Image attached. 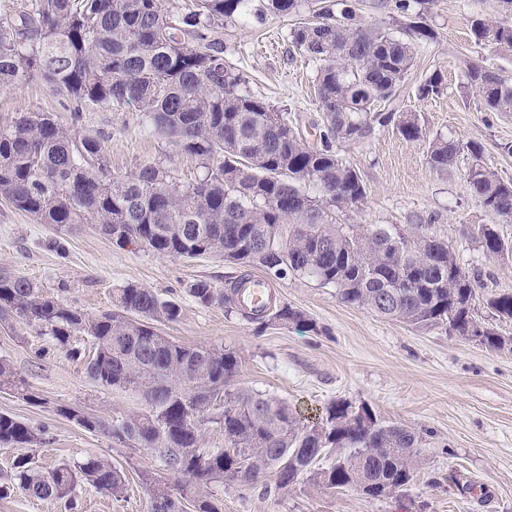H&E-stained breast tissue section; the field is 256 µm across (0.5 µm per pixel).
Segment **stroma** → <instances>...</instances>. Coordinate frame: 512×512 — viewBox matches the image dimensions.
Returning <instances> with one entry per match:
<instances>
[{
  "instance_id": "obj_1",
  "label": "stroma",
  "mask_w": 512,
  "mask_h": 512,
  "mask_svg": "<svg viewBox=\"0 0 512 512\" xmlns=\"http://www.w3.org/2000/svg\"><path fill=\"white\" fill-rule=\"evenodd\" d=\"M411 10L421 13L436 38L417 47L394 112L415 113L428 137L481 143L488 167L512 180V115L478 111L461 93L464 57H483L512 70V57L475 45L467 28L470 15L496 16L494 0H426ZM295 22L288 15L261 23L235 19L214 37L251 92L306 133L320 118L313 88L320 63L290 43ZM436 70L446 78L443 94L417 98L420 79ZM20 112H48L58 124L95 137L113 175L152 163L186 187L203 173L198 157L154 134L135 107L86 105L77 114L45 82L33 80L0 91V121ZM427 147L426 140H404L389 125L376 127L362 141L337 143L338 154L359 173L367 192L363 212L339 213L338 223L393 224L408 232L422 227L448 243L462 268L479 276L480 297L512 291V255L488 258L475 239L477 228L488 224L512 242V222L473 197L465 177L468 152L440 174L427 163ZM1 270L90 315L111 309L114 293L126 284L149 288L181 306L179 320L163 325L165 335L182 344L231 349L239 358L236 383L288 402L301 425L318 424L325 407L344 399L368 405L385 424L405 425L424 438L412 480L397 494L372 499L351 488L264 493L217 484L213 492L223 500L224 512H512V343L493 351L441 327L415 330L343 304L334 287L302 276L276 281L277 302L304 312L314 330L276 323L260 327L222 304L203 305L188 294L198 279L224 288L240 275V266L209 255L173 258L121 247L89 224L66 233L0 199ZM50 343L23 320L0 325V358L42 399L36 406L3 390L0 411L48 427L46 443L35 450L44 467L98 455L124 471L123 499L88 486L78 492L77 512H150L141 475L160 473L153 454L86 431L57 413L70 406L116 422L139 409V400L95 387L80 362L61 353L39 357V349Z\"/></svg>"
}]
</instances>
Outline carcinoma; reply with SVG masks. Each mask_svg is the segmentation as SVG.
<instances>
[{"label":"carcinoma","instance_id":"1","mask_svg":"<svg viewBox=\"0 0 512 512\" xmlns=\"http://www.w3.org/2000/svg\"><path fill=\"white\" fill-rule=\"evenodd\" d=\"M192 0L172 16L161 0H31L13 22L0 21V89L34 78L75 105L110 108L134 105L158 134L202 160V178L188 187L169 181L167 171L146 164L114 176L90 135L69 132L46 112H24L0 123V198L40 224L66 231L95 224L119 246L129 239L168 257L203 254L243 267L256 266L271 279L288 274L311 277L336 288L339 299L415 328L444 325L473 333L498 350L507 339L476 319L472 303L477 277L462 269L448 245L423 233L407 235L390 225L339 224L336 212H361L366 189L361 176L336 153L337 141L360 142L375 125L394 123L408 141L426 137L413 113H381L377 106L399 95L416 47L434 39L421 21L402 26L403 39L383 25L362 27L355 7L344 0H314L316 22H297L290 43L322 62L314 94L321 125L309 144L247 87L211 38L214 29L239 17L297 15L307 0ZM473 40L512 55V22L472 15ZM463 93L481 112L512 113V75L479 59L463 58ZM444 92L435 71L416 87L429 99ZM472 162L466 181L477 201L512 221V181L483 161L475 142L441 137L428 141L430 168L446 172L461 151ZM319 195L312 196L308 186ZM476 239L488 257L512 254L493 226ZM247 280L242 274L223 292L197 280L189 294L197 302H223ZM490 316L512 320V293L486 299ZM181 306L149 288L128 283L117 289L115 307L88 315L59 297L46 296L27 279L0 272V321L14 318L44 330L53 348L82 363L91 383L130 392L144 407L119 425L72 407L56 412L89 432H103L134 448H146L172 476L183 481L180 495L150 473L151 512H223L210 492L215 484L265 490L268 476L279 489L296 486H355L370 498L402 491L418 465L423 437L398 425L376 421L361 431L343 427L352 403L332 402L322 422L300 425L287 402L234 382L236 353L218 345H182L160 331L175 323ZM276 321L315 330L303 312L286 304ZM86 336L92 350L73 344ZM0 390L41 404L10 363L0 358ZM207 423L224 427V447L201 449ZM47 430L0 413V446L25 448L0 481V498L20 492L30 498L63 500L76 508V491L90 486L113 498L126 490L124 472L102 456L63 461L44 469L28 453L46 442Z\"/></svg>","mask_w":512,"mask_h":512}]
</instances>
